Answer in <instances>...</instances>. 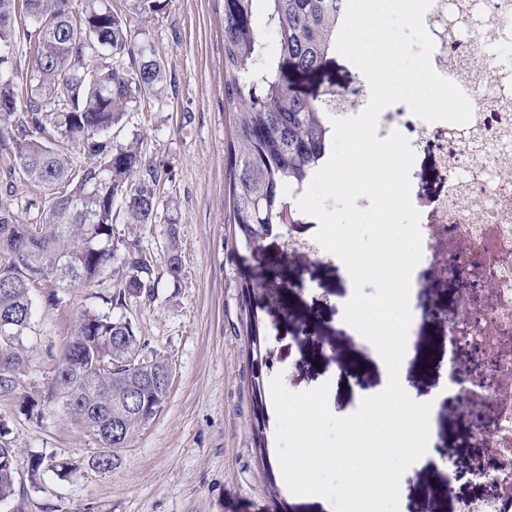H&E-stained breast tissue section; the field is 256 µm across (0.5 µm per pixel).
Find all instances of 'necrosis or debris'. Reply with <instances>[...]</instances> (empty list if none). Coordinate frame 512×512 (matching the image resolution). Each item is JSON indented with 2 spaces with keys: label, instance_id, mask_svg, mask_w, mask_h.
<instances>
[{
  "label": "necrosis or debris",
  "instance_id": "4bbe7bcc",
  "mask_svg": "<svg viewBox=\"0 0 512 512\" xmlns=\"http://www.w3.org/2000/svg\"><path fill=\"white\" fill-rule=\"evenodd\" d=\"M495 2L457 50L462 57L484 50L490 72L508 80L489 90L461 84L474 115L467 124L471 130L487 112L497 114L499 127L512 130V109L500 107L502 100H512V0ZM452 128V123L427 122L409 112H383L377 135L383 139L396 130L414 147L435 142L448 148L456 165H468L465 143L448 139ZM458 188L456 180H449L447 194L429 204L431 221L420 227L426 267L412 276L411 286L419 292L433 288L440 270L457 281V300L444 324L448 349L456 351L465 340L489 361L483 372L457 371L449 377L455 413L483 448L490 462L484 474L494 487L489 496L458 502L455 512H512V176L491 170L474 175L462 187L471 200L467 207L451 202ZM482 402L490 403L491 418L477 426L474 408Z\"/></svg>",
  "mask_w": 512,
  "mask_h": 512
}]
</instances>
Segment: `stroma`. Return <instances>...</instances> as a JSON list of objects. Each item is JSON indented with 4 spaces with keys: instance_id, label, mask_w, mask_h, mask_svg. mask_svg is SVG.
<instances>
[{
    "instance_id": "1",
    "label": "stroma",
    "mask_w": 512,
    "mask_h": 512,
    "mask_svg": "<svg viewBox=\"0 0 512 512\" xmlns=\"http://www.w3.org/2000/svg\"><path fill=\"white\" fill-rule=\"evenodd\" d=\"M128 5L112 0L113 11L128 16L140 39L154 47L167 84L127 115L120 136L137 139L143 155L163 165L168 208L164 223L138 232L153 260V299L112 314L133 322L148 343L147 355L168 362L172 384L158 413L133 433L112 466L92 465L89 433L61 406L36 417L25 414L18 399L49 392L79 315L105 305L91 288L62 292L55 305L47 302L46 289H33L16 394L0 396V439L12 448L17 468L15 493L0 512H333L325 498L288 490L274 444L275 411L266 414L267 456L255 446L247 325L253 315L265 323L264 382L281 377L292 392L328 385L331 412L349 416L383 384L373 353L361 350L354 328L344 323L353 283L334 254L288 256L285 235L265 239L257 258L231 242L224 148L232 119L224 103L220 0H174L167 12L145 20L129 16ZM410 183L414 199L447 191L436 149L416 151ZM172 253L181 263L176 282L166 274ZM246 280L259 286L248 297L241 288ZM453 294L448 282L414 300L412 355L402 372L416 396L438 394L449 361L470 365L467 352L449 356L434 317L436 309L450 306ZM332 341L353 358L350 372L340 370L328 347ZM430 438L454 467L445 476L430 462L411 465L400 479L399 512H453L454 499L487 491L470 478L483 466V453L470 443L453 404H440ZM36 457L43 464L35 471ZM62 462L71 466L64 476L55 469Z\"/></svg>"
}]
</instances>
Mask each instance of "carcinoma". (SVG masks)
I'll list each match as a JSON object with an SVG mask.
<instances>
[{
  "mask_svg": "<svg viewBox=\"0 0 512 512\" xmlns=\"http://www.w3.org/2000/svg\"><path fill=\"white\" fill-rule=\"evenodd\" d=\"M173 0H130L131 13L155 17ZM223 0L224 98L232 129L226 147L232 244L254 254L284 228L287 191L302 186L324 163L333 140L328 112L336 88L308 96L294 86L320 72L336 49L345 11L342 0ZM450 29L465 40L477 20L472 0H450ZM278 39L267 50L262 30ZM36 53L22 79L20 46ZM129 59L131 69L121 67ZM165 69L149 44L139 41L108 0H0V174L16 209L0 207V395L15 393L12 374L22 365L32 316L33 282L45 277L62 290L97 288L117 272L102 300L121 308L152 298L153 266L140 240L115 228L158 222V186L164 171L146 160L139 143L119 138L123 118L162 91ZM79 151L76 164L69 149ZM496 152L471 141L474 162ZM24 213L26 221L18 219ZM145 341L123 317L83 313L61 349L55 386L20 407L41 416L61 405L77 425L112 428L107 448H124L168 395L159 382L165 362L143 352ZM266 400L254 424L256 447L266 457ZM16 463L0 444V495L15 492Z\"/></svg>",
  "mask_w": 512,
  "mask_h": 512,
  "instance_id": "cac0c4a2",
  "label": "carcinoma"
}]
</instances>
